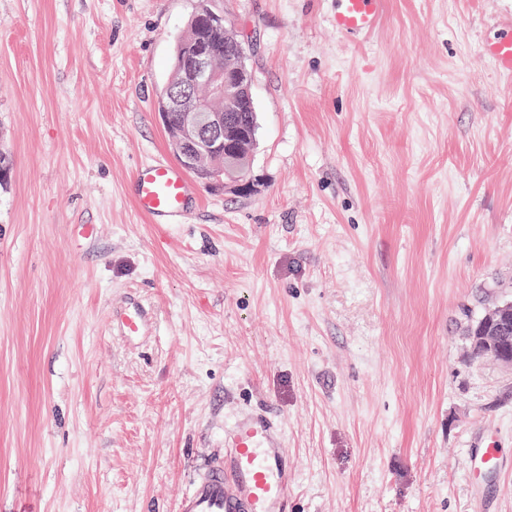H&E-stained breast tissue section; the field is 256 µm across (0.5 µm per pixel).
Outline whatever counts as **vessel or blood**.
<instances>
[{
	"label": "vessel or blood",
	"mask_w": 512,
	"mask_h": 512,
	"mask_svg": "<svg viewBox=\"0 0 512 512\" xmlns=\"http://www.w3.org/2000/svg\"><path fill=\"white\" fill-rule=\"evenodd\" d=\"M382 0H340L334 18L338 33L365 36L380 23ZM482 55L512 78V25L498 27L484 39ZM138 212L153 224L186 223L197 201L195 187L180 167L162 158L140 165L130 181ZM147 309L126 306L115 324L121 335H143ZM284 430L278 418L264 412L239 416L224 431V452L214 457L192 480L176 512H288L295 473L283 450ZM466 466L495 477L507 461L496 442L473 448Z\"/></svg>",
	"instance_id": "b4317fda"
}]
</instances>
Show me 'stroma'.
Returning a JSON list of instances; mask_svg holds the SVG:
<instances>
[{
    "label": "stroma",
    "instance_id": "stroma-1",
    "mask_svg": "<svg viewBox=\"0 0 512 512\" xmlns=\"http://www.w3.org/2000/svg\"><path fill=\"white\" fill-rule=\"evenodd\" d=\"M209 0L246 49L253 189L185 224L126 187L169 156L156 96L197 0H0V512H175L224 429L285 426L290 512H512V371L468 324L512 300V0ZM95 227L86 241L83 225ZM149 310L130 342L112 328ZM334 17L336 32L350 36L369 35L381 19L382 0H340ZM482 55L500 75L512 78V25L500 26L484 39ZM148 311L140 303H130L114 321L122 336H143ZM466 467L482 470L487 475L495 477L506 471L507 461L502 448L495 441H489L482 448H471L466 457Z\"/></svg>",
    "mask_w": 512,
    "mask_h": 512
}]
</instances>
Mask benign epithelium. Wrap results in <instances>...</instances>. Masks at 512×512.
<instances>
[{"label": "benign epithelium", "instance_id": "obj_1", "mask_svg": "<svg viewBox=\"0 0 512 512\" xmlns=\"http://www.w3.org/2000/svg\"><path fill=\"white\" fill-rule=\"evenodd\" d=\"M204 22L222 31L224 39L238 42L237 56L221 62L180 43L178 71L161 90L158 103L164 112L178 113L177 129L170 138L177 158L186 159L185 166L201 170L208 182H230L239 193L247 194L253 187L247 155L254 136L241 128L235 104L252 111V76L244 62L243 42L237 41L221 16L203 4L190 26L195 30ZM200 88L206 90V96L197 94ZM483 322L481 335L471 337L472 342L486 348L487 360L512 370V349L505 347L507 336L512 335V301L488 308Z\"/></svg>", "mask_w": 512, "mask_h": 512}]
</instances>
